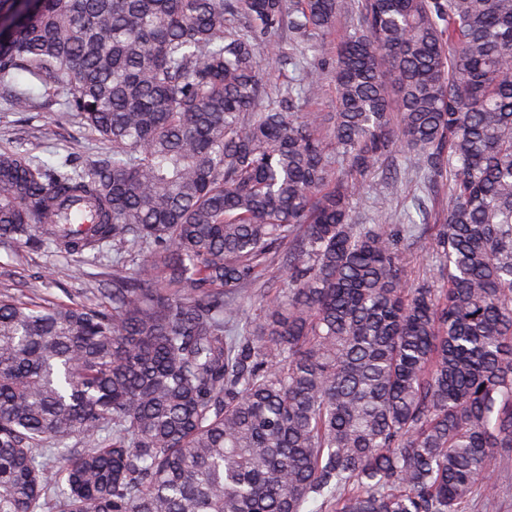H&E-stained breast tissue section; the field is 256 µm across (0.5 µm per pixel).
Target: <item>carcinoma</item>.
<instances>
[{
    "label": "carcinoma",
    "mask_w": 512,
    "mask_h": 512,
    "mask_svg": "<svg viewBox=\"0 0 512 512\" xmlns=\"http://www.w3.org/2000/svg\"><path fill=\"white\" fill-rule=\"evenodd\" d=\"M356 20L332 68L307 52ZM25 75L112 151L0 148V239L112 264L94 306L0 298V512H468L512 448V0H0ZM288 30L296 77L258 49ZM448 175L408 283L358 177ZM338 154L352 177L337 176ZM288 252H283L284 244ZM281 261L288 288L243 297ZM281 43L278 47L279 54L283 51V57L280 61L276 59L273 51L270 48L262 47L260 49V76L262 82L265 84H275L288 81L291 76V66L284 65L285 57H288V52H291V44L289 43L288 36H283L278 39ZM333 83L328 78L324 83L321 96L317 100H299L293 109V112H333ZM430 224L429 230L425 235V239L422 237L420 240H405L404 248L409 258V264L407 268L408 279L411 283L416 284L423 278L428 281H434L435 287L440 286L439 283L433 278L436 273L437 263L435 255H432L429 250V246L433 242L435 237L436 229L438 224Z\"/></svg>",
    "instance_id": "obj_1"
}]
</instances>
